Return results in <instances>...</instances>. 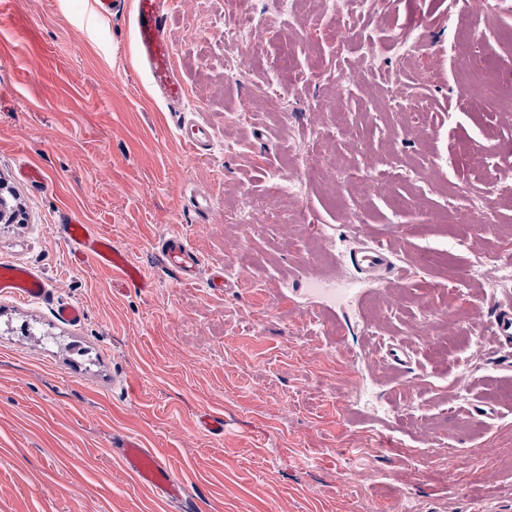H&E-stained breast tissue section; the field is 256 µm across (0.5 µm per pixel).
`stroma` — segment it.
I'll use <instances>...</instances> for the list:
<instances>
[{"instance_id": "1", "label": "stroma", "mask_w": 512, "mask_h": 512, "mask_svg": "<svg viewBox=\"0 0 512 512\" xmlns=\"http://www.w3.org/2000/svg\"><path fill=\"white\" fill-rule=\"evenodd\" d=\"M448 4L374 0L340 41L318 4L255 0L242 21L225 0H179L183 109L213 136L198 153L137 67L130 18L12 0L0 197L20 220L0 223V260L40 271L54 298L0 295V512H177L114 457L127 436L169 461L193 512H512V374L475 344L499 292L473 265L512 251V0L465 31ZM415 16L403 61L388 40ZM412 98L420 112L394 110ZM199 189L210 212L188 204ZM73 212L146 287L75 261L57 229ZM354 224L416 267L399 296L377 281L342 306L309 293V271L359 247ZM174 231L236 287L181 284L159 254ZM60 301L84 320H59ZM390 346L407 364L379 362ZM481 400L498 418L469 415ZM204 411L223 439L198 429Z\"/></svg>"}]
</instances>
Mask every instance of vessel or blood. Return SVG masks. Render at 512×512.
Instances as JSON below:
<instances>
[{"mask_svg": "<svg viewBox=\"0 0 512 512\" xmlns=\"http://www.w3.org/2000/svg\"><path fill=\"white\" fill-rule=\"evenodd\" d=\"M94 4L97 13L103 17L131 15L142 69L169 106L180 105L185 97V86L173 63L174 50L167 37V18L172 0H94ZM175 130L180 142L192 149L197 150L210 143L208 129L185 116H178ZM59 230L67 246L79 259L111 269L113 275L127 283L144 286L145 281L129 252L94 225L84 223L79 215H66ZM160 250L166 263L178 272L180 282L192 284L201 279L203 258L185 237L173 234L164 238ZM391 255L390 243L376 239L351 253L350 262L366 276L382 281L390 294L396 296L412 278L413 271L393 266ZM204 282L209 288L216 285L212 278ZM50 292L48 281L38 272L8 264L0 265L1 294H10L23 301H43ZM490 334L501 353L500 369L511 371V295L498 300ZM117 456L125 470L157 497L177 501L186 496V487L168 461L153 449L143 447L137 438L131 436L122 441Z\"/></svg>", "mask_w": 512, "mask_h": 512, "instance_id": "vessel-or-blood-1", "label": "vessel or blood"}]
</instances>
